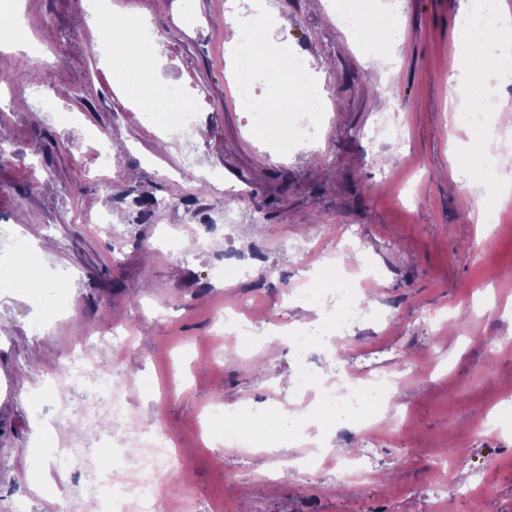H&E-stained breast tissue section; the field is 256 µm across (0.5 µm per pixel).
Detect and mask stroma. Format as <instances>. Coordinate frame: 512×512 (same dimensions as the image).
<instances>
[{"label": "stroma", "instance_id": "stroma-1", "mask_svg": "<svg viewBox=\"0 0 512 512\" xmlns=\"http://www.w3.org/2000/svg\"><path fill=\"white\" fill-rule=\"evenodd\" d=\"M336 0H268L260 50L287 52L327 100L316 134L268 146L227 76L234 57L226 16L248 0H112L116 15L145 17L159 37L151 86L184 89L207 133L157 143L166 131L146 120L141 93L106 81L97 36L75 25L88 0H32L23 28L0 27L14 43L0 64L40 75L41 96L22 106L0 84V267L16 244L34 258L39 293L0 287V512H70L79 488L57 478L50 448L34 433L96 448L118 472L137 466L130 432H169L177 443L158 492L177 512H512V222L492 228L477 207L507 208L491 187L512 173V157L487 169L489 133L448 121L446 76L461 13L479 0H359L401 20L396 62L369 67L362 39L336 20ZM119 149L97 167V138ZM166 199L163 209L153 199ZM112 213L94 224L95 211ZM181 230L195 251L168 246ZM372 259L380 286L365 323L344 329L349 372L382 371L395 385L377 434L332 419L297 399L291 343L276 355L259 336L274 328L323 334L306 352L312 376L329 369V305L289 294L316 282L324 259L345 248ZM234 265L237 280L214 275ZM243 311L248 334L224 338L221 312ZM91 372H109L127 396V418L93 438L56 416L74 344ZM41 389L32 404L23 384ZM294 407L298 435L365 450L373 478L359 491L335 470L309 468L262 481L273 459L228 448L236 418L276 419ZM222 415H214V408ZM399 436L379 439L402 414ZM460 452L454 482L434 471L439 449ZM480 487L476 497L457 486Z\"/></svg>", "mask_w": 512, "mask_h": 512}]
</instances>
